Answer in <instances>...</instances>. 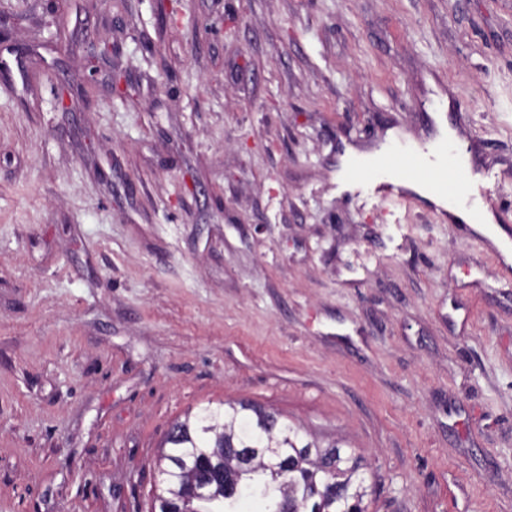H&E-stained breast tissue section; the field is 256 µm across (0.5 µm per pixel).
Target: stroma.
Returning <instances> with one entry per match:
<instances>
[{
  "mask_svg": "<svg viewBox=\"0 0 512 512\" xmlns=\"http://www.w3.org/2000/svg\"><path fill=\"white\" fill-rule=\"evenodd\" d=\"M17 56L0 512H149L222 402L352 448L367 512H512V264L340 175L448 127L512 238V0H0Z\"/></svg>",
  "mask_w": 512,
  "mask_h": 512,
  "instance_id": "obj_1",
  "label": "stroma"
}]
</instances>
